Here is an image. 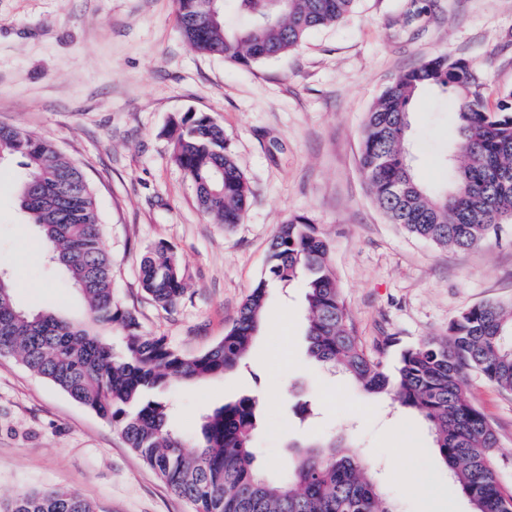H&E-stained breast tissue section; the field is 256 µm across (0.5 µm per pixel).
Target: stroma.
<instances>
[{"mask_svg": "<svg viewBox=\"0 0 512 512\" xmlns=\"http://www.w3.org/2000/svg\"><path fill=\"white\" fill-rule=\"evenodd\" d=\"M440 54L467 61L495 109L512 91V0H357L345 20L249 67L191 50L171 0H0V126L53 142L82 169L115 297L147 335L189 356L220 341L264 274L278 226L303 215L330 245L362 347L391 366L402 350L446 337L465 309L512 300V224L468 250L437 247L388 221L359 168L369 109L401 73ZM190 113L223 126L248 179L239 224L204 215L171 159L172 123ZM411 117L416 174L437 186L454 135L447 95L422 91ZM21 174L17 161L0 164V270L20 308L83 317V299L17 207ZM160 243L174 247L186 283L170 309L139 279ZM304 294L299 281L272 289L249 369L166 388L176 426L197 433L212 409L254 395V466L267 477L306 439L341 436L398 512H470L449 493L420 415L308 358ZM468 394L496 432L500 479L512 488V393L475 374ZM45 487L78 493L96 512H193L112 425L3 354L0 497Z\"/></svg>", "mask_w": 512, "mask_h": 512, "instance_id": "35a3bbf8", "label": "stroma"}]
</instances>
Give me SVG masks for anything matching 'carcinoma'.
<instances>
[{
	"mask_svg": "<svg viewBox=\"0 0 512 512\" xmlns=\"http://www.w3.org/2000/svg\"><path fill=\"white\" fill-rule=\"evenodd\" d=\"M357 0H172L184 41L196 52L249 67L294 50L308 33L353 12ZM448 94L457 138L446 184L418 181L403 144L410 105L423 88ZM482 82L471 66L437 55L399 75L367 112L359 157L370 192L386 218L440 247L467 249L512 223V91L487 111ZM22 159L18 208L37 227L51 261L63 268L86 302L74 320L53 311L19 308L0 273V355L17 356L33 373L107 420L128 446L194 512H393L369 473V464L331 438L302 445L288 475L272 483L253 467L258 399L244 395L203 417L198 451L170 427L168 403L142 401L145 392L174 380L224 375L246 364L274 282L304 278L308 353L339 369L370 396L391 394L428 424L448 481L471 512H512V490L494 460L495 430L469 400L475 373L512 392V302L491 301L464 310L448 337L403 350L389 369L370 357L354 333L349 310L328 263L329 245L304 215L279 225L263 277L242 303L224 338L187 357L162 337L143 333L113 292L96 200L83 171L49 141L19 128L0 127V162ZM174 163L202 187L201 210L218 224L240 223L248 180L237 165L224 128L206 115L173 125ZM139 278L152 301L175 306L185 286L179 258L162 243L143 256ZM122 336L115 354L99 328ZM0 512H95L73 492L45 488L0 502Z\"/></svg>",
	"mask_w": 512,
	"mask_h": 512,
	"instance_id": "carcinoma-1",
	"label": "carcinoma"
}]
</instances>
